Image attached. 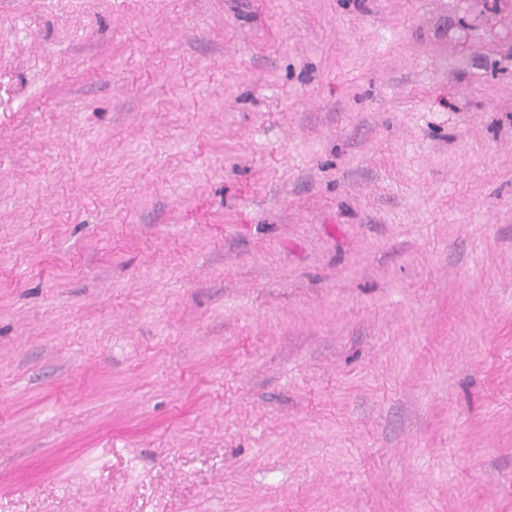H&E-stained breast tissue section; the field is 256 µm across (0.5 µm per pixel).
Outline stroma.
Returning a JSON list of instances; mask_svg holds the SVG:
<instances>
[{"label":"stroma","mask_w":512,"mask_h":512,"mask_svg":"<svg viewBox=\"0 0 512 512\" xmlns=\"http://www.w3.org/2000/svg\"><path fill=\"white\" fill-rule=\"evenodd\" d=\"M0 512H512V0H0Z\"/></svg>","instance_id":"35a3bbf8"}]
</instances>
